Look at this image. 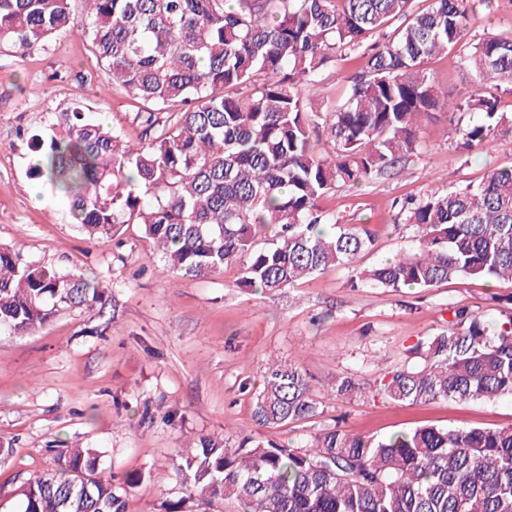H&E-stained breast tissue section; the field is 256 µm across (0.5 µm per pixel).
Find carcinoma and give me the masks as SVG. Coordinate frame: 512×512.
Here are the masks:
<instances>
[{
    "label": "carcinoma",
    "instance_id": "carcinoma-1",
    "mask_svg": "<svg viewBox=\"0 0 512 512\" xmlns=\"http://www.w3.org/2000/svg\"><path fill=\"white\" fill-rule=\"evenodd\" d=\"M74 2L0 0V47L25 55L59 33L81 38L147 134L131 144L75 106L49 140L31 136L32 173L64 194L72 223L92 238L142 225L169 275L208 278L238 263L239 287L276 293L329 267L352 268L375 235L322 212L329 191L417 155L422 121L438 110L468 117L456 123L458 149L512 136L497 95L512 85V32L477 38L459 56L478 85L460 99L448 101L427 74L486 0H433L420 12L413 0H82L79 22ZM375 33L383 41L367 43ZM350 53L363 72L341 104L324 110L303 96V85ZM321 124L328 151L312 138ZM397 217L415 228L417 244L361 269L352 287L424 292L457 278L512 281V167L407 199ZM107 302L102 283L0 247L1 333L25 335L63 311ZM511 304L498 302L493 321L454 309L448 326L408 348L416 362L380 376L375 390L394 403L512 397ZM363 389L352 374L336 376L339 396ZM318 413L307 374L270 363L256 424ZM102 458L97 448L60 452L53 469L23 481L21 512H124L140 477L116 483ZM175 471L186 495L163 499L159 512H189L195 496L233 498L245 512H512V426L428 425L384 438L334 426L300 445L248 436L230 447L201 436L178 454Z\"/></svg>",
    "mask_w": 512,
    "mask_h": 512
}]
</instances>
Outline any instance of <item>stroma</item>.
<instances>
[{"label": "stroma", "instance_id": "stroma-1", "mask_svg": "<svg viewBox=\"0 0 512 512\" xmlns=\"http://www.w3.org/2000/svg\"><path fill=\"white\" fill-rule=\"evenodd\" d=\"M471 32H512V0L477 6ZM363 61L333 63L306 94L325 109L343 101ZM431 79L449 98L471 93L475 79L455 54L432 59ZM101 74L88 43L69 35L19 55L0 50V244L24 261L75 270L109 284L104 312L73 309L25 336L0 334V512H19L20 486L52 468L68 448L105 451L106 474L116 482L141 475L124 498V512H158L162 498L180 496L172 463L202 435L237 444L260 435L252 418L254 394L268 359L306 371L321 413L275 429L301 443L333 426L384 437L422 425H512V397L488 401L431 400L395 404L372 389L384 372L408 362V347L434 334L454 306L494 318L496 298H512V282L454 280L427 292L350 288V273L328 268L304 285L276 294L238 287L239 265L208 279L160 273L157 249L141 225L93 241L70 221L69 204L29 176L30 135L49 138L63 111L82 105L88 118L143 139L145 125L122 89L100 92ZM447 111L425 118L422 150L396 173L357 188H336L319 202L345 224L376 235L368 266L413 247L415 230L395 225L400 203L435 189L481 182L494 168L512 166V138L493 148L455 150ZM369 387L337 396L339 373Z\"/></svg>", "mask_w": 512, "mask_h": 512}]
</instances>
